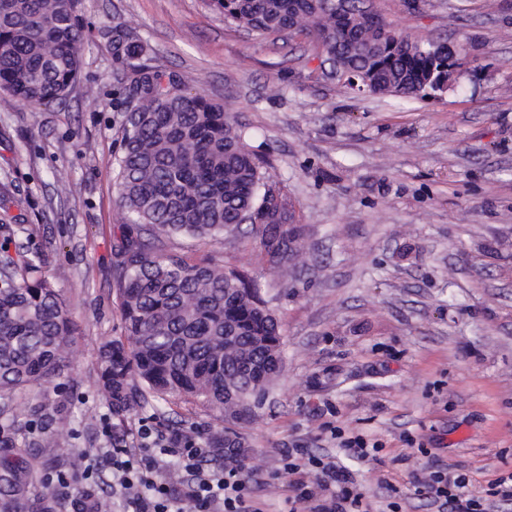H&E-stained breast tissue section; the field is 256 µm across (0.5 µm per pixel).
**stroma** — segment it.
<instances>
[{
	"label": "stroma",
	"instance_id": "1",
	"mask_svg": "<svg viewBox=\"0 0 512 512\" xmlns=\"http://www.w3.org/2000/svg\"><path fill=\"white\" fill-rule=\"evenodd\" d=\"M373 5L414 39L467 44L455 85L429 99L350 89L328 78L305 36L256 37L227 25L209 0H79L85 49L66 102L0 94V223L12 228L0 232V270L41 255L77 322L65 393L37 383L0 400L16 420L33 498L55 466L31 433L34 408L56 401L67 421V483L52 512H74L82 491L128 512L109 486L105 450L133 441L139 423L112 418L98 386V348L124 333L110 278L112 234L125 221L118 24L151 65L233 105L304 228L284 278L260 271L252 236L163 241L196 262L256 271L277 313L284 372L257 416L237 426L261 512H287L281 458L291 448L351 472L375 512L391 500L401 512H436L416 481L441 467L466 472L476 491L512 472V0ZM143 414L160 431L206 439L224 426L220 410L176 398H147ZM357 434L380 452H346L339 436ZM34 455L42 468H28Z\"/></svg>",
	"mask_w": 512,
	"mask_h": 512
}]
</instances>
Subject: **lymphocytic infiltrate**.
Here are the masks:
<instances>
[{"mask_svg": "<svg viewBox=\"0 0 512 512\" xmlns=\"http://www.w3.org/2000/svg\"><path fill=\"white\" fill-rule=\"evenodd\" d=\"M205 456L206 448L198 439L163 434L152 420L145 419L138 450L113 446L109 460L132 512H260L240 469L207 472L202 467ZM166 457L178 460L187 475L185 481L175 483L162 474L160 463ZM305 466L319 471L320 479L312 483L298 479V472ZM283 468L292 476L289 504H311V512H370L360 485L334 462L291 455ZM422 485L429 497L440 501L444 512H489V502L494 498L512 502V473L490 482L480 496L469 492L466 474L451 470L430 472Z\"/></svg>", "mask_w": 512, "mask_h": 512, "instance_id": "lymphocytic-infiltrate-1", "label": "lymphocytic infiltrate"}]
</instances>
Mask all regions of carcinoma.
<instances>
[{
	"label": "carcinoma",
	"instance_id": "obj_1",
	"mask_svg": "<svg viewBox=\"0 0 512 512\" xmlns=\"http://www.w3.org/2000/svg\"><path fill=\"white\" fill-rule=\"evenodd\" d=\"M79 0H0V93L21 102H61L76 83L84 50ZM224 22L260 36L307 32L342 70L357 72L360 89L400 98H426L429 77L443 76L447 44L395 32L398 47L382 48V20L366 0H214ZM112 51L126 65L123 152L116 183L128 223L113 237L112 287L125 335L98 348L104 401L119 419L143 408V393L224 410L229 425L256 416L283 367L276 313L250 272L197 264L159 249V236L219 241L244 219L260 237L262 261L288 270L302 227L283 188L270 182L265 162L226 104L190 93L180 78L142 57L122 25L112 27ZM75 320L61 293L41 273V259L20 274L0 276V397L64 374ZM36 411L43 447L58 466L65 421L58 404ZM6 512H49L50 482L30 499L22 472L0 457V495Z\"/></svg>",
	"mask_w": 512,
	"mask_h": 512
}]
</instances>
